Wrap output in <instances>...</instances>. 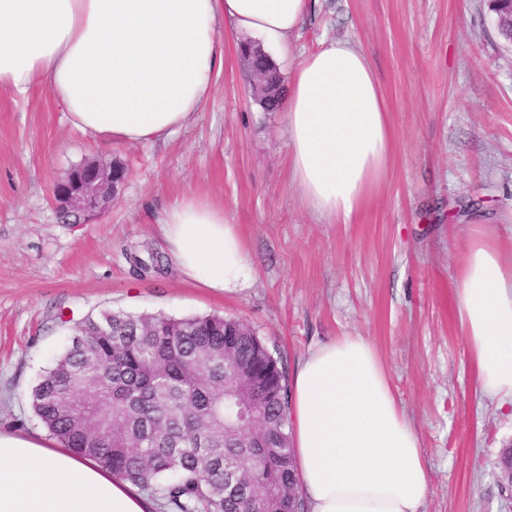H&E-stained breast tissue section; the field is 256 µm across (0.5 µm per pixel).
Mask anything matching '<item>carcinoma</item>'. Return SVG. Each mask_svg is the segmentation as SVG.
<instances>
[{
	"instance_id": "obj_1",
	"label": "carcinoma",
	"mask_w": 512,
	"mask_h": 512,
	"mask_svg": "<svg viewBox=\"0 0 512 512\" xmlns=\"http://www.w3.org/2000/svg\"><path fill=\"white\" fill-rule=\"evenodd\" d=\"M250 69L275 73L261 47ZM282 79L262 108L279 111ZM255 373L227 385L224 363ZM48 435L148 492L162 512H305L294 485L285 368L248 324L107 312L77 323L30 393ZM271 435L274 448L243 440Z\"/></svg>"
}]
</instances>
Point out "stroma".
Instances as JSON below:
<instances>
[{
    "label": "stroma",
    "mask_w": 512,
    "mask_h": 512,
    "mask_svg": "<svg viewBox=\"0 0 512 512\" xmlns=\"http://www.w3.org/2000/svg\"><path fill=\"white\" fill-rule=\"evenodd\" d=\"M221 37L210 99L162 139L95 138L43 87H0V432L44 435L30 392L74 324L104 311L237 318L289 371L316 345L359 335L420 438L424 512H512L496 467L512 405L476 393L456 320L471 220L512 211V42L489 0H319L295 35L305 51L357 42L388 104L389 170L348 224L301 206L283 115L252 96L242 34ZM90 161L123 166L125 181L104 213L63 223L52 189ZM188 196L238 224L254 288L223 295L183 279L158 222Z\"/></svg>",
    "instance_id": "obj_1"
}]
</instances>
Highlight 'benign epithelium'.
Instances as JSON below:
<instances>
[{
    "mask_svg": "<svg viewBox=\"0 0 512 512\" xmlns=\"http://www.w3.org/2000/svg\"><path fill=\"white\" fill-rule=\"evenodd\" d=\"M498 18V28L512 40V0H491ZM117 190L112 166L85 164L54 188L62 214L74 213L82 222L103 212Z\"/></svg>",
    "mask_w": 512,
    "mask_h": 512,
    "instance_id": "obj_1",
    "label": "benign epithelium"
}]
</instances>
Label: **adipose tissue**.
<instances>
[{"mask_svg":"<svg viewBox=\"0 0 512 512\" xmlns=\"http://www.w3.org/2000/svg\"><path fill=\"white\" fill-rule=\"evenodd\" d=\"M315 0H0V86L36 85L101 139L173 133L209 99L224 27L289 61L284 105L291 180L302 205L351 223L386 177L394 131L362 48L296 50ZM161 228L180 273L222 294L255 284L248 244L223 206L186 197ZM456 316L478 394L512 401V265L497 225L471 224ZM288 420L308 512H424L432 479L419 437L375 348L344 335L297 364ZM137 487L41 436L0 432V512H153Z\"/></svg>","mask_w":512,"mask_h":512,"instance_id":"1","label":"adipose tissue"}]
</instances>
